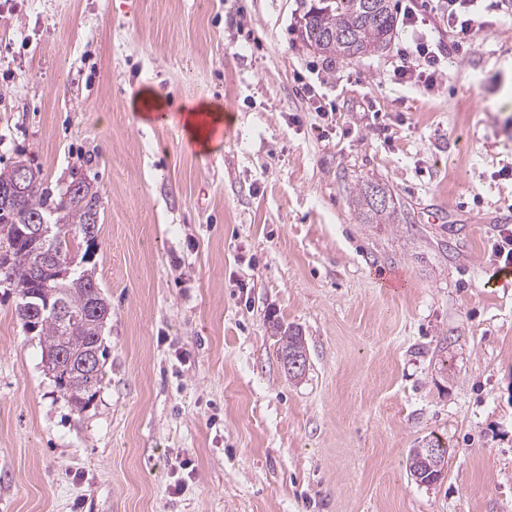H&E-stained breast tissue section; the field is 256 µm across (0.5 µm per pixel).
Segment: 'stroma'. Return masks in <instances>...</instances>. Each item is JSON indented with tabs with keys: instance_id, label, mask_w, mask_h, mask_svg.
<instances>
[{
	"instance_id": "obj_1",
	"label": "stroma",
	"mask_w": 512,
	"mask_h": 512,
	"mask_svg": "<svg viewBox=\"0 0 512 512\" xmlns=\"http://www.w3.org/2000/svg\"><path fill=\"white\" fill-rule=\"evenodd\" d=\"M309 6L0 0V167L101 188L112 306L77 413L0 286V512H512V0L463 51L421 0L431 90L393 79L411 28L330 62L298 37ZM204 98L234 119L208 153L181 134ZM374 182L398 223L355 210ZM276 321L306 338L300 379ZM432 438L425 485L408 457Z\"/></svg>"
}]
</instances>
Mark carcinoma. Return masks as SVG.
Listing matches in <instances>:
<instances>
[{
  "mask_svg": "<svg viewBox=\"0 0 512 512\" xmlns=\"http://www.w3.org/2000/svg\"><path fill=\"white\" fill-rule=\"evenodd\" d=\"M397 34L393 0H313L300 24L304 45L330 60L380 53ZM100 199V189L82 177L72 179L57 194L37 170L30 182L18 190L16 166L0 169V249L5 247L9 252L8 257L0 259V281L16 291V317L26 331L36 334L46 354L95 352V374L88 377L72 371L68 386L63 389L71 409L79 412L95 397L107 358L102 330L111 315V306L96 279L95 266L91 265L93 245L86 240L89 231L92 240H97ZM353 203L367 224H393L398 218L397 203L384 184L368 183L358 188ZM38 220L60 226V236L50 238L46 249L60 252L72 261L71 273L56 282L54 299L77 315L78 320L73 323L64 324L50 313L30 312L29 306L44 305L41 282L45 270L40 260L42 252L31 246L21 229ZM274 330L279 336L280 361L290 356L307 358L300 332L281 325ZM431 448L437 449V454L430 457L429 464L438 473L447 461L448 449L438 441H430L424 456L429 457Z\"/></svg>",
  "mask_w": 512,
  "mask_h": 512,
  "instance_id": "carcinoma-1",
  "label": "carcinoma"
}]
</instances>
